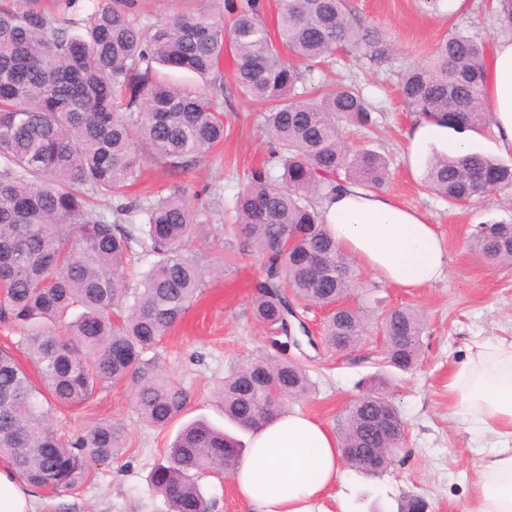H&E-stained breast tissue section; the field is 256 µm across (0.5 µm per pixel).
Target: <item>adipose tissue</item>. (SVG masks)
Masks as SVG:
<instances>
[{
  "label": "adipose tissue",
  "mask_w": 512,
  "mask_h": 512,
  "mask_svg": "<svg viewBox=\"0 0 512 512\" xmlns=\"http://www.w3.org/2000/svg\"><path fill=\"white\" fill-rule=\"evenodd\" d=\"M492 131L512 149V38L500 40L487 68ZM326 230L358 264L399 288H426L444 275L448 255L425 214L394 196L346 183L322 205ZM451 417L482 447L465 512H512V339L473 341L448 377ZM336 435L285 411L253 437L233 474L238 494L259 512H314L340 476Z\"/></svg>",
  "instance_id": "1"
}]
</instances>
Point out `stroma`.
Masks as SVG:
<instances>
[{
	"label": "stroma",
	"mask_w": 512,
	"mask_h": 512,
	"mask_svg": "<svg viewBox=\"0 0 512 512\" xmlns=\"http://www.w3.org/2000/svg\"><path fill=\"white\" fill-rule=\"evenodd\" d=\"M367 23L377 27L383 42L379 56L339 55L315 68L305 82L306 95L320 98L331 88L356 84L371 109L373 122L345 124L352 147L381 155L388 164L384 192L421 210L443 238L449 272L428 288L404 289L375 283L355 268L354 303L370 316L382 309L407 307L423 320L417 361L408 371L384 362L385 347L370 338L356 348L336 353L302 343L285 357L301 365L312 385L305 398L288 402L331 431H339L350 404L362 386L378 377L390 381L389 396L398 405L405 435L395 463L376 477L343 467L340 482L316 504L315 512H337L336 495L344 493L350 512H398L405 497L418 495L427 512H463L469 479L478 460L469 435L448 416V374L465 360L477 339L512 336V268L487 264L473 246L479 224L512 222V188L451 206L423 185L430 159L446 152L445 142H429L413 153L410 132L418 117L397 93L398 79L455 31L495 48L512 37L492 12V0H443L427 11L421 0H350ZM223 91L212 98L226 121L224 143L189 171L173 177L164 168L150 169L126 188L128 197L150 201L156 193L179 187L182 197L205 225L208 235L193 243L204 265L223 262L224 273L209 277L196 302L154 352L157 370L179 384L188 403L184 420L204 418L223 425L217 391L229 368L268 351L267 333L252 312L253 284L262 275V261L231 231L235 199L251 172L268 159L273 138L256 104L241 95L232 78V61L221 64ZM130 381L98 390L76 408H54L49 422L61 435L77 434L88 425L111 420L125 429L123 449L96 465L92 477L75 490L56 496L34 492L35 512H167L162 496L151 490L148 476L162 460L178 428L159 430L140 416ZM200 483L211 512H258L237 493L231 477L206 475Z\"/></svg>",
	"instance_id": "35a3bbf8"
}]
</instances>
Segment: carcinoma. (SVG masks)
<instances>
[{
  "label": "carcinoma",
  "mask_w": 512,
  "mask_h": 512,
  "mask_svg": "<svg viewBox=\"0 0 512 512\" xmlns=\"http://www.w3.org/2000/svg\"><path fill=\"white\" fill-rule=\"evenodd\" d=\"M500 27L512 30V0H495ZM275 33L259 0L228 5L224 29L210 9L180 13L149 31L136 25L137 0H113L89 17L51 19L34 7L0 0V317L22 331L18 346L34 361L43 387L11 352L0 349V458L29 486L60 494L92 476V467L120 450L124 428L97 422L64 441L51 429L45 403L77 406L102 386L131 380L141 417L163 429L181 416L187 394L154 369L149 353L167 337L204 286V271L187 243L200 231L175 190L145 205L124 195L151 165L184 172L224 141V116L207 95L155 80L156 67L196 74L215 90L226 40L234 49L241 94L267 106L275 140L269 165L255 170L236 199L237 237L264 260L254 285V316L270 333L288 336L301 319L292 302L330 308L350 294L352 266L325 230L313 197L325 199L344 182L378 190L388 165L352 149L339 119L372 122L360 90L344 86L321 99L299 91L305 73L338 54L376 52L382 34L348 0H278ZM485 45L463 33L443 39L401 78L406 107L455 131L492 122L485 103ZM427 188L457 206L512 186V165L479 153L437 156ZM113 201L112 219L92 199ZM140 215L139 224L132 218ZM475 244L493 266L512 265V223L481 224ZM156 256L139 286L123 276L134 246ZM385 363L405 370L423 325L418 314H381ZM362 311L327 316L322 340L345 351L367 338ZM386 381L350 407L341 448H374L371 476L391 465L404 425L385 392ZM296 364L263 354L224 376V419L256 433L280 402L309 393ZM246 446L205 421L184 426L149 474L169 512H208L200 477L234 473Z\"/></svg>",
  "instance_id": "cac0c4a2"
}]
</instances>
